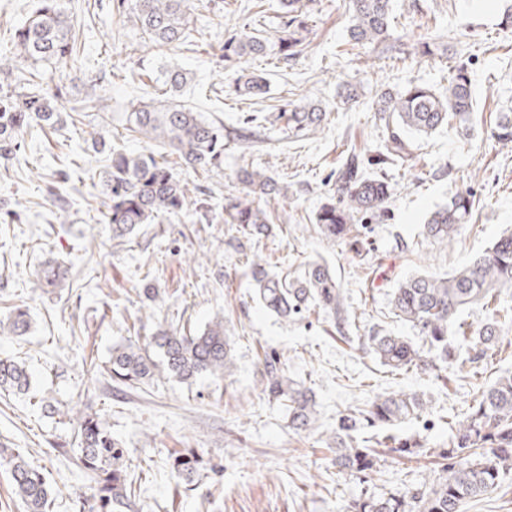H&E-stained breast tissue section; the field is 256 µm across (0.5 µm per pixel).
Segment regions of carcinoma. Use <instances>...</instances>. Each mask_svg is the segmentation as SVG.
Wrapping results in <instances>:
<instances>
[{
  "instance_id": "cac0c4a2",
  "label": "carcinoma",
  "mask_w": 512,
  "mask_h": 512,
  "mask_svg": "<svg viewBox=\"0 0 512 512\" xmlns=\"http://www.w3.org/2000/svg\"><path fill=\"white\" fill-rule=\"evenodd\" d=\"M119 2L141 37L156 46L172 49L189 39L187 23L193 0ZM278 6L290 16L288 30L279 38L280 52L293 58L301 53L304 37L300 32L308 30V16L300 0H279ZM350 10L349 36L354 43H379L390 38L392 0H350ZM14 49L11 58L0 56V70L20 64L35 67L76 61L77 45L61 0H42L39 10L16 28ZM268 50V39L255 32L234 34L224 40L226 61L239 63ZM165 75L173 92L187 84L185 69L177 63L170 64ZM267 86V80L260 75L241 72L237 76L239 90L252 97L266 93ZM60 99L57 91L0 92V158L11 159L21 133L42 123H61ZM372 108L385 122L388 135L371 162L402 167L409 161L402 134L428 136L451 122L468 130L473 108L471 78L467 69L458 67L452 70L448 88L442 93L425 85H409L395 93L378 94ZM325 117L326 112L318 106L302 103L278 113L275 120L284 123V130L292 139L320 129ZM127 123L130 132L169 150L180 164L193 170L222 165L224 137L238 141L245 149L253 138L244 127L224 132V125L208 120L175 98L140 104L127 113ZM494 136L501 143H512L511 112L499 116ZM236 179L239 189L226 199L221 220L239 225L253 237L267 235L272 218L270 202L279 199L287 204L288 188L263 171L245 167L236 172ZM103 187L114 240L129 239L142 225L158 224L163 217L179 214L191 205L199 220L207 224L213 221L206 200L190 196L198 187H188L167 161L156 160L151 152L134 154L110 149V169ZM390 197L389 183L366 175L360 155L350 152L336 172L335 196L315 213V231L326 241L345 244L358 253L366 220L386 217ZM473 207L469 194H456L432 212L423 224V236L440 246L452 245L471 220ZM249 277L258 300L278 318L294 320L314 304L333 317L336 332L343 336L348 332L343 289L325 262L313 260L299 275L284 277L254 260ZM63 280L64 271L59 267L48 266L39 273L42 288H58ZM508 295H512V229L503 231L484 252L451 273H415L397 284L391 299L395 315L416 328L425 344L373 329L365 337V346L393 371L412 370L439 379L452 366L477 363L497 354L502 319L512 318V307L500 306L501 298ZM478 303L489 309L490 316L471 333L476 339L474 354L463 358L448 337L466 335L458 315ZM29 328V312L19 307L8 322L0 320V334L22 336ZM232 365L224 319L218 318L194 335L161 326L144 344L130 340L113 348L109 379L134 390L165 374L182 382L202 375L222 379ZM262 377L266 396L285 402L292 429L297 433L311 429L315 414L311 389L289 379L276 357L264 358ZM30 386L25 365L0 358V391L26 395ZM425 412L426 402L415 393L405 392L378 394L364 406L347 410L336 420L327 442L335 452L336 468L365 480L377 469L380 455L375 445L381 441H360L359 432L368 427L393 426ZM74 421L76 464L94 483L88 512H116L128 506V475L118 465L124 448L98 416L83 413ZM388 440L390 450L401 458L413 459L425 453V445L417 440L393 436ZM433 454L442 459V476L435 484L388 496L363 492L353 500L349 512H461L465 503L494 489L512 471V372L479 388L469 413L451 426L448 447L435 448ZM0 460L9 467L11 485L27 512H52V490L40 470L15 448H0ZM197 464L195 453L179 455L171 465L172 473L178 479H188Z\"/></svg>"
}]
</instances>
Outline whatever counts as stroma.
<instances>
[{
    "label": "stroma",
    "instance_id": "stroma-1",
    "mask_svg": "<svg viewBox=\"0 0 512 512\" xmlns=\"http://www.w3.org/2000/svg\"><path fill=\"white\" fill-rule=\"evenodd\" d=\"M194 6L191 44L170 51L142 39L117 0H63L83 64L38 66L29 87L60 88L64 122L25 132L16 157L0 164V318L19 305L32 319L27 335H0V358L24 362L32 375L30 397L0 395V445L19 449L43 471L54 512H78L77 499L92 493L71 446L74 408L98 414L126 448L123 466L141 486L130 512H346L365 487L381 495L435 483V458L408 463L387 452L361 484L338 473L326 441L344 410L403 390L423 395L427 412L379 428V435L443 446L447 419L467 414L477 386L512 371V323L505 324L506 339L491 363L449 368L444 383L414 371L388 372L356 342L374 329L415 338L391 310L398 282L418 271L452 272L512 226V143H498L493 134L498 114L512 113V27L501 25L512 0H394L395 52L350 41L349 0H306L305 51L246 65L268 81L261 111L238 94L223 47L247 28L277 39L286 17L276 0H194ZM433 35L438 49L421 55L420 42ZM174 61L188 74L175 94L179 100L225 129L240 127L251 114L258 128L249 149L225 142L222 167L193 170L173 154L169 165L182 181L201 186L216 211L237 192L240 168L287 184L288 210L278 213L269 236L255 240L236 225L201 224L183 213L143 225L130 241H113L102 187L109 160L95 151L91 134L101 127L127 152L150 151L126 131L123 115L173 95L165 69ZM459 64L472 78L470 134L444 127L409 137L410 165L388 170L389 214L369 222L361 252L323 240L313 219L336 191L337 169L349 151L369 153L387 135L369 109L375 96L411 83L445 90ZM95 78L105 92L103 109L82 111ZM349 83L359 97L345 105L339 94ZM303 102L319 104L327 118L317 133L288 140L272 114ZM464 190L475 211L458 241L443 248L425 240L421 229L429 215ZM256 254L292 274L327 259L345 291L350 341L337 337L322 309L310 308L292 322L267 311L247 277ZM47 262L67 271L63 287L36 288L35 273ZM147 287L157 290L156 300L145 298ZM218 316L234 355L224 379L187 383L167 376L136 396L107 391L112 348L130 339L133 322H140L145 339L161 325L200 331ZM267 355L280 358L288 378L312 389L310 432L294 434L287 408L263 394ZM42 396L59 401L57 413L34 405ZM187 448L204 463L191 483L179 485L170 463Z\"/></svg>",
    "mask_w": 512,
    "mask_h": 512
}]
</instances>
